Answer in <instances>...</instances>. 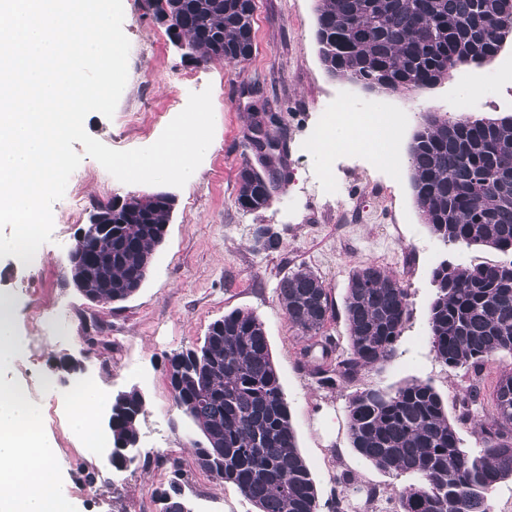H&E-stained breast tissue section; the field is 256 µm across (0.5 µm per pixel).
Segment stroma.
I'll return each instance as SVG.
<instances>
[{
    "label": "stroma",
    "instance_id": "stroma-1",
    "mask_svg": "<svg viewBox=\"0 0 512 512\" xmlns=\"http://www.w3.org/2000/svg\"><path fill=\"white\" fill-rule=\"evenodd\" d=\"M254 52L243 72L186 60L163 26L144 13L141 0H123V30L130 41L128 80L113 118L87 115V133L116 150L153 144L185 108L190 93L211 89L215 130L191 183L166 186L175 199L164 243L140 290L119 305H93L73 287L69 253L97 205L137 192L85 156L72 177L82 180L85 202L73 214L69 197L52 207L53 234L29 265L0 258V292L15 302L14 334L20 348L6 376L23 388L38 416L41 435L55 448L59 495L72 512H160L159 496L179 481L189 512H254L230 484L202 472L193 442L202 434L173 404L164 374L169 357L199 342L209 325L235 309L264 323L299 451L318 488L319 512L351 472L347 512H392L393 496L410 484L361 461L347 427L348 391L318 388L301 355L302 343L278 303L281 277L297 270L317 274L334 307L325 331L346 341L343 303L351 272L376 264L400 278L410 292V316L396 356L366 382L391 389L412 379L430 382L444 399L464 386L462 371L438 362L427 331L434 288L431 271L441 262L470 266L503 261L486 248L444 245L417 207L408 162L414 134L427 114L457 117L464 86L482 94L478 116L512 115V43L492 60L462 65L452 76L416 94L368 90L331 76L316 39L318 0H255ZM351 112H394L398 129L387 150L378 145L336 148L327 163L312 155V128L332 120L337 103ZM282 117L271 136L288 153L289 179L269 207L245 212L236 203L238 172L249 151L245 133L257 111ZM266 226L281 246L257 244ZM89 351L85 375L112 396L137 388L145 397L139 419L141 453L122 471L107 467L103 450L72 430L74 378L54 377L51 365ZM386 490L368 500L371 488Z\"/></svg>",
    "mask_w": 512,
    "mask_h": 512
}]
</instances>
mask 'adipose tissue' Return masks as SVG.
<instances>
[{"mask_svg":"<svg viewBox=\"0 0 512 512\" xmlns=\"http://www.w3.org/2000/svg\"><path fill=\"white\" fill-rule=\"evenodd\" d=\"M18 348L13 300L0 293V512H71L55 492V450L43 439L24 390L3 376Z\"/></svg>","mask_w":512,"mask_h":512,"instance_id":"1","label":"adipose tissue"}]
</instances>
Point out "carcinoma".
Returning <instances> with one entry per match:
<instances>
[{
	"instance_id": "cac0c4a2",
	"label": "carcinoma",
	"mask_w": 512,
	"mask_h": 512,
	"mask_svg": "<svg viewBox=\"0 0 512 512\" xmlns=\"http://www.w3.org/2000/svg\"><path fill=\"white\" fill-rule=\"evenodd\" d=\"M166 33L186 39L194 59L243 70L254 49L252 0H174ZM317 42L332 75L369 89L418 91L449 78L462 64L482 65L512 40V0H319ZM268 112L245 135L254 160H245L254 184L237 193L241 209L267 207L288 181L279 142L270 137ZM415 200L430 231L445 244L512 253V115L455 119L429 114L409 150ZM174 198L156 193L112 214V232L83 248L112 259V287H87L103 301L121 302L146 280L143 257L168 222ZM435 295L428 315L432 350L443 364L464 371L456 396L459 415L428 381L394 390L364 382L396 355L410 316L409 291L395 275L369 263L348 280L344 314L348 347L323 336L332 302L311 271L284 275L278 300L291 328L309 340L302 350L318 387L351 395V448L378 470L416 482L400 493L394 512H491V495L512 479V374L482 393V373L503 354L512 356V259L473 267L443 261L432 271ZM203 342L168 359L180 388L174 405L207 440L195 447L198 467L233 485L255 512H318V492L301 456L288 403L263 321L234 310L211 323ZM145 399L131 389L112 402V437L139 436ZM473 426L478 447H461L457 425ZM341 485L331 512H345ZM172 480L160 512H184Z\"/></svg>"
}]
</instances>
